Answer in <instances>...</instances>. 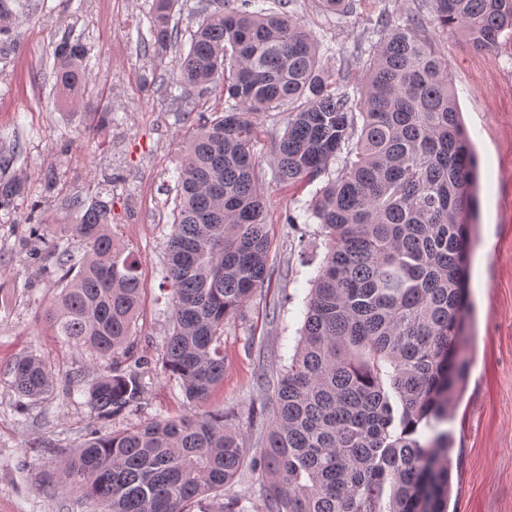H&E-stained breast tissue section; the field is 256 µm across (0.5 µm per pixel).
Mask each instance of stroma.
<instances>
[{
  "label": "stroma",
  "instance_id": "35a3bbf8",
  "mask_svg": "<svg viewBox=\"0 0 512 512\" xmlns=\"http://www.w3.org/2000/svg\"><path fill=\"white\" fill-rule=\"evenodd\" d=\"M153 0H26L17 11L20 46L0 61V149L18 145L9 175L22 178L25 200L0 209V512H80L58 482L64 453L95 428L118 431L156 418L178 417L189 405L162 372L171 295L162 266L174 209L175 171L201 116L221 110L220 92L180 97L174 65L188 40L155 59ZM292 10L320 46L340 87L354 89L369 55L367 29L381 13L407 18L417 0H358L343 24L329 22L317 0H293ZM83 36L90 78L71 104L57 99L51 46L67 32ZM448 60L458 110L478 157V227L471 254L474 312L465 333L471 361L450 413L454 437L448 512H512V40L492 51L458 33H437ZM112 112L107 130L95 113ZM284 112L257 115L255 148L265 176L270 238L269 288L256 293L224 330V380L205 410L244 425L256 400L259 363L287 364L303 325L309 281L326 248L305 207L315 185L291 188L273 180L268 163L287 125ZM112 190V231L140 263L143 283L134 351L144 388L136 410L100 422L81 396L54 389L39 400L18 397L10 367L24 353L40 356L58 379L92 376L103 364L86 349L54 336L42 319L58 291L50 249L35 240L41 222L63 234L76 215L73 194L93 200Z\"/></svg>",
  "mask_w": 512,
  "mask_h": 512
}]
</instances>
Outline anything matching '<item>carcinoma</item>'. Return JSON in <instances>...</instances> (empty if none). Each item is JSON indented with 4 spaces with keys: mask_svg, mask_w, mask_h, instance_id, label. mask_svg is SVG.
<instances>
[{
    "mask_svg": "<svg viewBox=\"0 0 512 512\" xmlns=\"http://www.w3.org/2000/svg\"><path fill=\"white\" fill-rule=\"evenodd\" d=\"M178 0H153L151 34L178 41ZM291 0H205L176 85L204 94L222 79L221 114L198 125L176 170L173 230L162 270L172 293L164 373L187 399L206 400L224 380V328L272 277L258 130L250 117L288 108L270 160L281 183L327 177L307 213L327 251L307 300L296 351L259 389L271 401L260 452L224 413L155 419L90 436L68 455L63 487L95 512H194L244 467L261 498L226 512H448L452 437L448 409L467 377L461 332L472 314L469 265L477 219L476 153L459 119L447 60L429 28L459 31L492 50L512 32V0H427L431 17L377 21L378 41L356 98L328 80L323 55ZM16 0H0V59L16 52ZM341 21L356 0H320ZM60 100L88 80V48L65 36L53 49ZM336 169H331V166ZM25 183L0 177V209ZM52 245L61 291L43 319L91 349L108 369L65 379L101 420L140 405L138 371L122 367L140 302L138 259L112 234V190L87 202ZM15 393L35 400L56 377L41 357L11 366Z\"/></svg>",
    "mask_w": 512,
    "mask_h": 512,
    "instance_id": "carcinoma-1",
    "label": "carcinoma"
}]
</instances>
